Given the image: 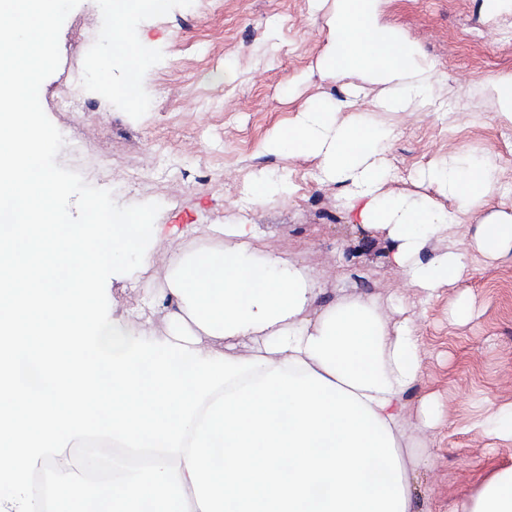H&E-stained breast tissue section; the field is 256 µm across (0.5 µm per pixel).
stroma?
<instances>
[{
	"mask_svg": "<svg viewBox=\"0 0 512 512\" xmlns=\"http://www.w3.org/2000/svg\"><path fill=\"white\" fill-rule=\"evenodd\" d=\"M388 19L420 45L442 80L433 107L391 118L386 190L427 193L417 175L440 153L489 156L499 164L498 190L469 221L512 213V123L499 120L480 84L490 74H512V40L500 36L512 30V10L492 8L489 0H391ZM138 23L154 45L146 109L125 106L108 85L95 83L76 94L80 112H62L53 88L73 83L60 81L61 65L35 75L38 119L61 135L52 172L79 189L65 202L72 221H80L84 198L96 197L150 224L194 227L188 237L159 242L138 281L99 269L91 300L98 316L163 339L162 317L145 326L131 309L164 292L175 253L211 245L212 225L242 218L255 224L266 248L288 253L320 278L325 293L318 307L349 294L388 304L401 277L388 260L386 232L351 223L335 187L319 182L317 160L259 150L308 99L343 94L316 69L325 33L309 0H168L161 11L142 12ZM107 24L87 0H72L57 20L52 53L73 43L79 65H86ZM300 75L304 83L294 85ZM258 170L287 176L290 199L249 206L245 189ZM467 266L461 288L444 289L416 315L422 381L411 399L433 397L446 418L416 441L417 455L430 461L418 472L420 512H448L474 479L512 464L511 442L472 428L485 406L512 402V263H491L472 251ZM462 297L470 314L457 321L452 309Z\"/></svg>",
	"mask_w": 512,
	"mask_h": 512,
	"instance_id": "stroma-1",
	"label": "stroma"
}]
</instances>
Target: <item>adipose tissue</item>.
Instances as JSON below:
<instances>
[{
  "label": "adipose tissue",
  "instance_id": "ef3b65f1",
  "mask_svg": "<svg viewBox=\"0 0 512 512\" xmlns=\"http://www.w3.org/2000/svg\"><path fill=\"white\" fill-rule=\"evenodd\" d=\"M384 2L333 0L317 70L345 95L312 100L260 148L318 160L345 210L386 230L404 284L401 318L356 294L318 307V276L261 250L242 221L216 225L215 245L174 256L166 292L135 308L139 318L163 314L157 342L99 320L88 301L98 269L149 268L163 225L96 198L71 223L59 205L71 189L46 166L56 135L35 119L36 86L13 78L25 64L52 66L46 30L69 0H0V18L12 19L0 27V257H12L0 260V329L23 331L32 311L51 319L60 341L36 357L0 340V512H51L29 492L38 469L51 471L56 503L94 492L112 512H417L424 461L408 448L443 418L429 399L409 401L422 378L409 312L463 281L468 251L512 262V214L456 233L496 189L490 158L433 159L422 178L435 200L383 191L390 132L376 115L430 107L437 83L419 46L385 20ZM92 3L110 24L83 80L111 82L117 98L142 104L150 47L135 18L163 0ZM367 81L390 93L361 112ZM243 339L248 353L235 352ZM91 432L157 454L147 468L116 462L113 479L90 481L66 456ZM448 512H512V466L482 477Z\"/></svg>",
  "mask_w": 512,
  "mask_h": 512
}]
</instances>
